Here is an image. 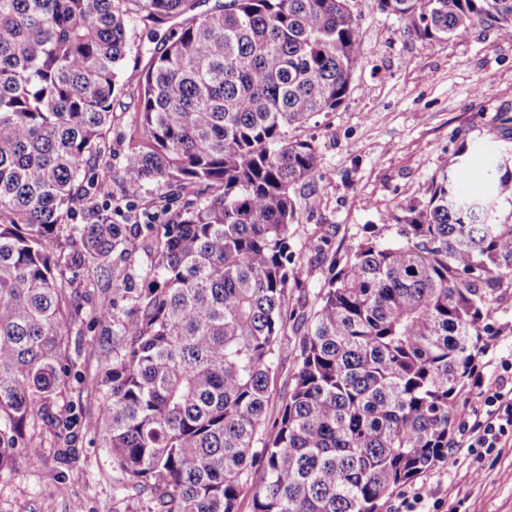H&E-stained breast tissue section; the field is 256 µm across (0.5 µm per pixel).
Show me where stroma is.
<instances>
[{
	"instance_id": "stroma-1",
	"label": "stroma",
	"mask_w": 512,
	"mask_h": 512,
	"mask_svg": "<svg viewBox=\"0 0 512 512\" xmlns=\"http://www.w3.org/2000/svg\"><path fill=\"white\" fill-rule=\"evenodd\" d=\"M362 31L361 65L344 101L288 131L318 154L323 177L312 189L319 201L309 207L300 197V219L292 249L296 287L288 307L311 312L329 277L333 255L354 249L364 239H390L393 216L416 204L432 177L449 169L464 149L474 169L512 144V126L494 123L496 114L512 117V28L476 29L468 37L427 44L404 33L400 22L381 13L375 0H351ZM163 36L136 27L123 61L127 73L148 67L164 49ZM141 91L118 88L107 134L111 150L103 156L113 172L129 146L146 142L137 120ZM108 268L123 272L135 292L154 278L153 256L133 235L130 251H115ZM94 263L76 269L73 294L81 311L70 326L73 368L54 396L49 415L29 429L40 450L35 464L18 460L0 470V512H146L139 497L120 495L122 475L91 423L101 406L103 356L112 345V325L96 323V304L111 296V278L96 276ZM300 337L281 336L278 372L270 385V413H277L296 370ZM429 487L439 512H512V447L457 467L439 463L416 480Z\"/></svg>"
}]
</instances>
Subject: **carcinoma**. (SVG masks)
<instances>
[{"instance_id": "carcinoma-1", "label": "carcinoma", "mask_w": 512, "mask_h": 512, "mask_svg": "<svg viewBox=\"0 0 512 512\" xmlns=\"http://www.w3.org/2000/svg\"><path fill=\"white\" fill-rule=\"evenodd\" d=\"M192 0H0V469L71 371L80 307L71 264L128 246V227L75 211L112 167L100 163L130 33L183 16ZM433 44L512 28V0H376ZM350 0H224L177 21L139 73L147 144L124 155V197L151 184L178 204L147 244L143 296L112 275L95 320L112 321L96 430L148 512H378L448 458L478 357L512 325V165L464 191L465 163L432 178L374 237L332 258L310 314L288 315L301 190L322 178L288 128L338 107L361 64ZM203 185L208 197L182 192ZM301 338L281 408L268 417L278 339Z\"/></svg>"}]
</instances>
